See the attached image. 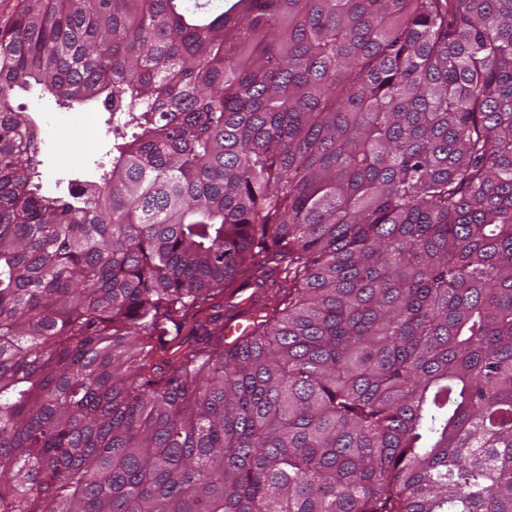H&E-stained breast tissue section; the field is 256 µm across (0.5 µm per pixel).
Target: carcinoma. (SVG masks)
<instances>
[{"instance_id": "1", "label": "carcinoma", "mask_w": 512, "mask_h": 512, "mask_svg": "<svg viewBox=\"0 0 512 512\" xmlns=\"http://www.w3.org/2000/svg\"><path fill=\"white\" fill-rule=\"evenodd\" d=\"M0 512H512V0L0 11ZM24 112L38 118L41 141L43 192L59 194L72 179L94 180L100 173L99 163H109L112 134L106 135L108 111L101 104L59 105L53 98L26 97L18 101ZM95 113V114H86ZM52 124L58 129L46 127ZM56 141L53 151L49 150ZM47 145V147L44 145ZM279 271L275 276H264L265 282L251 280L242 284L231 299L224 303V338L244 336L252 329L260 316L261 298L278 282Z\"/></svg>"}]
</instances>
